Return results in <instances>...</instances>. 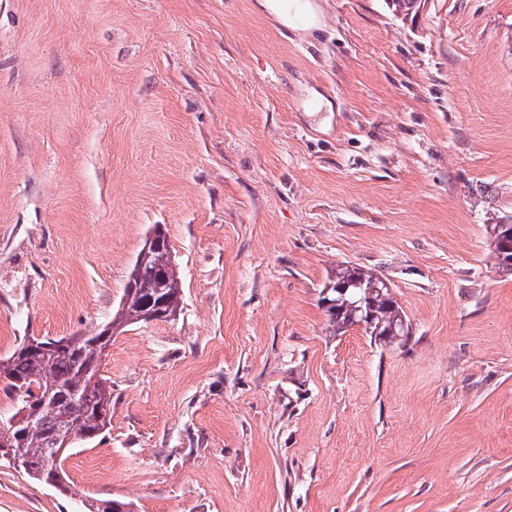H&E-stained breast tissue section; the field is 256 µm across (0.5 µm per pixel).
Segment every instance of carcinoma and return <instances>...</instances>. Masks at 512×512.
Returning <instances> with one entry per match:
<instances>
[{"instance_id":"cac0c4a2","label":"carcinoma","mask_w":512,"mask_h":512,"mask_svg":"<svg viewBox=\"0 0 512 512\" xmlns=\"http://www.w3.org/2000/svg\"><path fill=\"white\" fill-rule=\"evenodd\" d=\"M490 234L491 253L495 267L512 272V224H493ZM170 252L169 242L162 243L161 252L148 261L142 281L126 288L124 298L113 314V321L122 329L144 322L151 309L173 316L180 308L181 285L176 264H159L156 259ZM352 275L364 296V310L372 311L375 324L381 326L385 339H374L384 347L400 346L411 337V325L402 307L394 299L385 281L377 274L354 267ZM356 299L346 295V302L336 306L329 317L333 332L343 334L362 312L352 307ZM112 341L102 327L89 334L73 337L65 348L46 353L29 343L17 347L0 359V379L17 399L15 412L26 411L34 426L14 429L0 425V444L13 448L19 468L39 482L60 481L63 492H69L61 456L57 467L47 466V458L61 447L71 430L82 434V440L97 439L111 424L112 383L100 374L103 354ZM90 512H131V503L118 499L96 500Z\"/></svg>"}]
</instances>
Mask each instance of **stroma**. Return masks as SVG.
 I'll return each instance as SVG.
<instances>
[{
	"label": "stroma",
	"mask_w": 512,
	"mask_h": 512,
	"mask_svg": "<svg viewBox=\"0 0 512 512\" xmlns=\"http://www.w3.org/2000/svg\"><path fill=\"white\" fill-rule=\"evenodd\" d=\"M314 2L0 0V357L106 325L155 227L182 283L72 495L2 459L0 512H512V0ZM345 266L406 346L333 335ZM312 0H257L259 12L273 19L277 24L291 29H315L320 26L317 6ZM305 19L301 25L299 20ZM490 246L495 267L512 272V224H493ZM342 268L336 269V276L344 274L350 269L352 274L360 284L356 290L360 296H364L366 303L364 304L365 314L368 315L369 310L372 311L375 326L371 332V325L361 322L359 326L365 329L366 333H371L370 338L374 343L378 342L380 346L394 347L406 343L411 337V325L406 320L402 307L394 299L390 288H387L385 281L376 273L361 268ZM335 276V277H336ZM388 286V285H387ZM381 324V333H387L384 340L379 341L373 337L374 329ZM368 330V332H367ZM400 340H395L396 338Z\"/></svg>",
	"instance_id": "stroma-1"
}]
</instances>
